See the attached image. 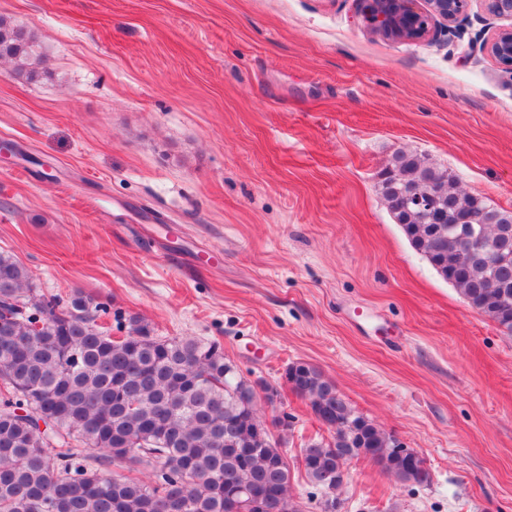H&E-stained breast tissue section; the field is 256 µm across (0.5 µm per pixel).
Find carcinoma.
I'll list each match as a JSON object with an SVG mask.
<instances>
[{
	"label": "carcinoma",
	"instance_id": "1",
	"mask_svg": "<svg viewBox=\"0 0 512 512\" xmlns=\"http://www.w3.org/2000/svg\"><path fill=\"white\" fill-rule=\"evenodd\" d=\"M33 79L40 53L24 30L0 17V60ZM381 193L410 245L468 305L512 335V214L458 189L453 176L417 156L395 155ZM433 194L427 211L414 199ZM473 217L488 248L466 247L448 226ZM109 304L81 291L47 296L30 270L0 253V512H250L228 497L248 487L262 512H284L289 478L259 442L263 420L224 376L216 342L160 339L133 317L127 334L99 323ZM292 392L337 427L297 456L314 485L337 489V455L370 458L402 483L428 474L390 452L392 435L366 417L318 368L288 366ZM53 420L39 430L37 416Z\"/></svg>",
	"mask_w": 512,
	"mask_h": 512
}]
</instances>
